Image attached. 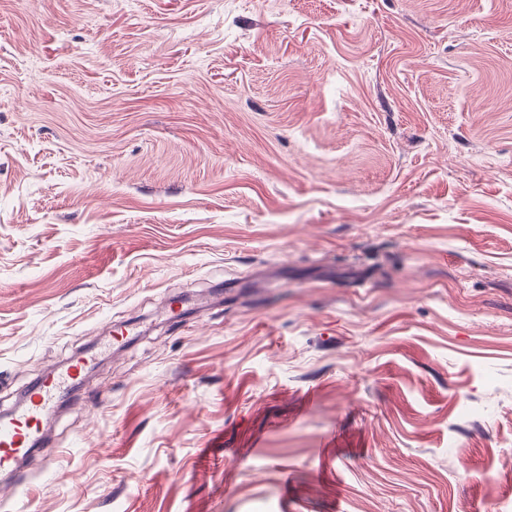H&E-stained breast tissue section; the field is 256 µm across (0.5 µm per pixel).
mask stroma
<instances>
[{
    "instance_id": "35a3bbf8",
    "label": "stroma",
    "mask_w": 512,
    "mask_h": 512,
    "mask_svg": "<svg viewBox=\"0 0 512 512\" xmlns=\"http://www.w3.org/2000/svg\"><path fill=\"white\" fill-rule=\"evenodd\" d=\"M89 348L0 512H512V0H0V411Z\"/></svg>"
}]
</instances>
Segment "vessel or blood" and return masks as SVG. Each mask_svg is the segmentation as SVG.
Listing matches in <instances>:
<instances>
[{"mask_svg": "<svg viewBox=\"0 0 512 512\" xmlns=\"http://www.w3.org/2000/svg\"><path fill=\"white\" fill-rule=\"evenodd\" d=\"M93 366L86 355L64 370L49 374L29 391L28 400L14 413L0 419V471H11L40 440L43 416L51 411L69 391L79 376Z\"/></svg>", "mask_w": 512, "mask_h": 512, "instance_id": "vessel-or-blood-1", "label": "vessel or blood"}]
</instances>
